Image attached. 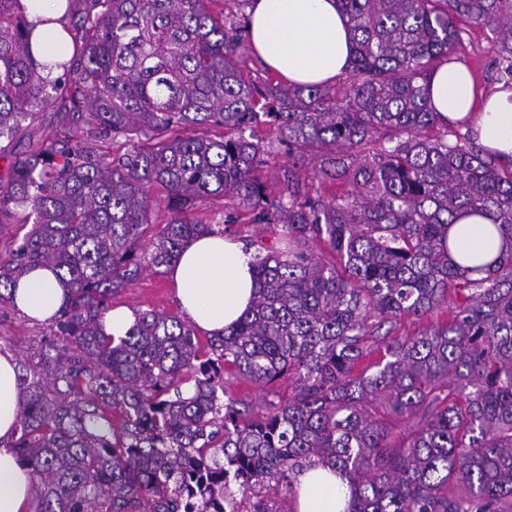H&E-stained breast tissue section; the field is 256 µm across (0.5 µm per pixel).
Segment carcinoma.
<instances>
[{
	"label": "carcinoma",
	"instance_id": "carcinoma-1",
	"mask_svg": "<svg viewBox=\"0 0 512 512\" xmlns=\"http://www.w3.org/2000/svg\"><path fill=\"white\" fill-rule=\"evenodd\" d=\"M216 2L67 0L73 55L39 61L33 30L55 20L0 0V141L60 112L59 139L0 148V221L21 211L32 225L0 259V303L35 268L65 288L57 340L18 363L11 447L36 512H285L280 495L297 497L314 460L348 480L347 512H512V247L486 263L463 252L462 265L449 239L462 213L512 239V174L472 141L427 136L437 121L420 84L448 59L458 17L490 29L512 77V0H339L354 40L340 99L245 78L246 25ZM263 125L288 154L273 198ZM92 136L131 149L114 158ZM313 179L348 189L312 196ZM156 189L170 219L150 267L212 230L187 215L203 198L285 243L252 256L251 309L222 336L152 309L104 331L112 297L145 269ZM450 295L445 321L393 335L396 318ZM229 374L293 392L257 409Z\"/></svg>",
	"mask_w": 512,
	"mask_h": 512
}]
</instances>
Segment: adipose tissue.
Returning <instances> with one entry per match:
<instances>
[{
	"label": "adipose tissue",
	"mask_w": 512,
	"mask_h": 512,
	"mask_svg": "<svg viewBox=\"0 0 512 512\" xmlns=\"http://www.w3.org/2000/svg\"><path fill=\"white\" fill-rule=\"evenodd\" d=\"M247 35L255 54L288 83L310 86L330 83L348 69L352 34L337 0H251ZM428 106L440 123L462 124L485 150L512 164V87L496 85L479 91L463 65L445 63L427 78ZM488 215L463 214L450 231L453 249L477 246L497 255L506 241L499 233L482 235ZM241 245L223 232L191 239L169 277L182 312L210 336L249 311L255 284ZM64 290L54 272L31 270L16 284L18 310L38 322L54 318ZM22 406L18 365L12 354L0 353V512H28L33 484L10 446ZM296 512H346L348 484L328 466L316 464L297 476Z\"/></svg>",
	"instance_id": "adipose-tissue-1"
}]
</instances>
